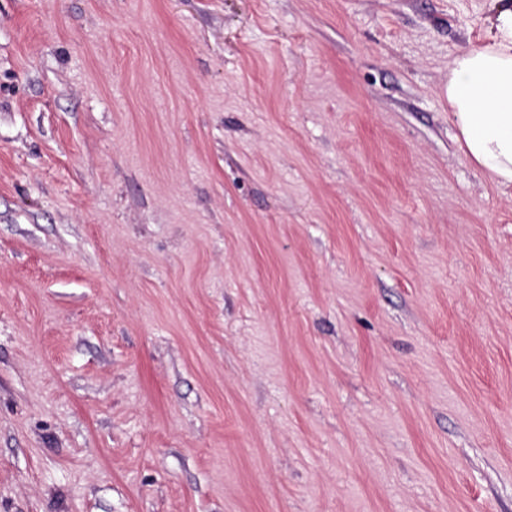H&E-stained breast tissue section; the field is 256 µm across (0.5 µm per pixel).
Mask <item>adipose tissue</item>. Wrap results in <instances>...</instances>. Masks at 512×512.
I'll return each instance as SVG.
<instances>
[{
	"label": "adipose tissue",
	"instance_id": "adipose-tissue-1",
	"mask_svg": "<svg viewBox=\"0 0 512 512\" xmlns=\"http://www.w3.org/2000/svg\"><path fill=\"white\" fill-rule=\"evenodd\" d=\"M485 41L454 57L445 94L466 155L512 187V0H497Z\"/></svg>",
	"mask_w": 512,
	"mask_h": 512
}]
</instances>
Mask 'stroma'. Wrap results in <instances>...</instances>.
Listing matches in <instances>:
<instances>
[{
  "label": "stroma",
  "mask_w": 512,
  "mask_h": 512,
  "mask_svg": "<svg viewBox=\"0 0 512 512\" xmlns=\"http://www.w3.org/2000/svg\"><path fill=\"white\" fill-rule=\"evenodd\" d=\"M494 0H0V512H512ZM492 35L454 57L445 95L465 154L512 187V2L496 0Z\"/></svg>",
  "instance_id": "stroma-1"
}]
</instances>
